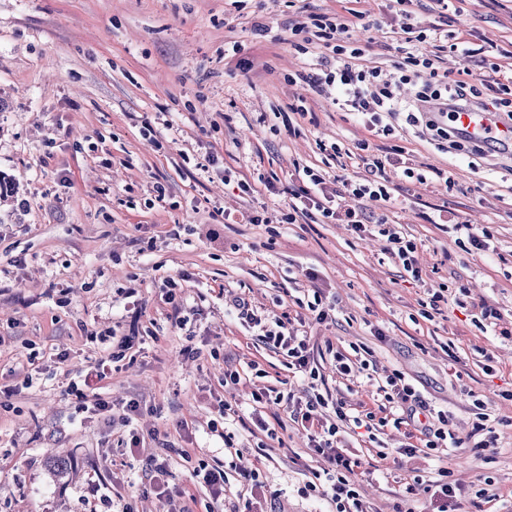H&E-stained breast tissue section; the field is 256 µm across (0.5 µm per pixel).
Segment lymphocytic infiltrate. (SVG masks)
Wrapping results in <instances>:
<instances>
[{"mask_svg":"<svg viewBox=\"0 0 512 512\" xmlns=\"http://www.w3.org/2000/svg\"><path fill=\"white\" fill-rule=\"evenodd\" d=\"M387 2L389 9L397 11L401 18L397 82L381 80L377 69L361 65L360 60L369 46L353 36L354 29L361 27L364 21L363 13L356 10L347 16L337 13L315 15L309 22L300 24L299 29L305 37L295 43V50L305 55L310 45L316 44L324 48L325 55L320 62V72L299 73V80L316 87L334 88L338 110L354 115L371 135H392L395 120L401 119L408 126L432 132L439 149L445 152L460 147L461 137L454 126L453 108L473 104L497 112L512 109V101L507 98L512 92V76L477 84L472 81L468 67L459 68L452 76L441 71L436 66L438 53L450 50L460 58H467L470 50L465 40L450 38L447 29L435 25L420 27L415 19L414 0ZM350 156L365 164L367 174L359 180H343L342 187L355 199L373 203V210H338L335 196L328 191L324 177L305 167L295 172V186L290 191L288 211L280 216L281 222L293 224L298 218L316 214L326 224L338 221L350 225L360 236L378 232L386 239L390 257L398 260L411 277H418L414 263L416 242L401 236L385 215L391 193L384 161L371 154L369 141L363 139L355 142ZM230 303L249 327L261 331L269 348L286 358L289 369L313 380L319 378L314 349L306 334L295 329L286 330L280 316L255 314L244 297L232 296ZM382 391L384 402L374 412L354 411L347 401L339 399L331 403L319 393L299 399L290 392L272 395L264 390L253 392L252 398L257 403L272 398L276 403L284 404L293 421L307 431L310 448L327 458L330 468L326 480L336 512H369L366 502L349 481L361 462L356 453L344 447L339 427L341 421L350 419L356 425L372 430L386 425L388 416L399 412L422 435L426 448L441 450L457 445L448 428L447 415L439 411L427 412L415 389L401 374L387 376ZM328 405L334 408L335 421H328L322 415L323 408Z\"/></svg>","mask_w":512,"mask_h":512,"instance_id":"obj_1","label":"lymphocytic infiltrate"}]
</instances>
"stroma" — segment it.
<instances>
[{"label": "stroma", "instance_id": "stroma-1", "mask_svg": "<svg viewBox=\"0 0 512 512\" xmlns=\"http://www.w3.org/2000/svg\"><path fill=\"white\" fill-rule=\"evenodd\" d=\"M453 5L448 29L472 55L442 53L440 69L466 66L476 80L494 63L512 71V0ZM351 9L380 24L363 65L393 73L400 18L384 0H0V95L10 104L0 112V172L19 184L14 207L0 209V386L16 389L0 406V512H247L251 502L258 512H332L326 458L272 401L261 412L275 437L262 440L251 394L304 398L315 388L373 409L393 373L447 412L461 445L409 457V423L373 439L341 423L370 512H424L442 468L466 492L459 512H512V338L499 333L512 324V161L476 166L408 127L379 140L380 155L400 145L416 169L451 171V183H420L387 168L388 219L418 245L417 281L388 258L381 236L241 221L285 208L295 166L363 177L333 149L351 148L364 129L338 111L334 91L293 81L307 58L287 42L310 15ZM257 21L282 43L254 34ZM236 41L243 51L225 54ZM213 153L217 164L200 170ZM244 176L252 195L238 188ZM444 210L489 236V251H470L467 233L439 223ZM168 276L181 281L177 311L161 291ZM438 288L448 303L422 317L421 301ZM315 289L330 309L321 323L297 303ZM228 292L304 326L319 386L242 326ZM483 305L501 313L499 325L475 324ZM109 333L128 348L90 386L111 402L105 415L65 389L100 358L97 337ZM338 351L369 370L336 374ZM228 369L239 384H225ZM132 399L141 411L127 428L119 417ZM224 404L238 416L218 434L209 423ZM479 422L494 452L473 450ZM133 428L144 438L137 448L127 445ZM228 439L238 458L225 456ZM58 455L66 472L52 466ZM154 458L164 476L154 475ZM202 469L223 471V496L198 482ZM250 471L261 490L245 481ZM482 489L491 501L477 500Z\"/></svg>", "mask_w": 512, "mask_h": 512}]
</instances>
